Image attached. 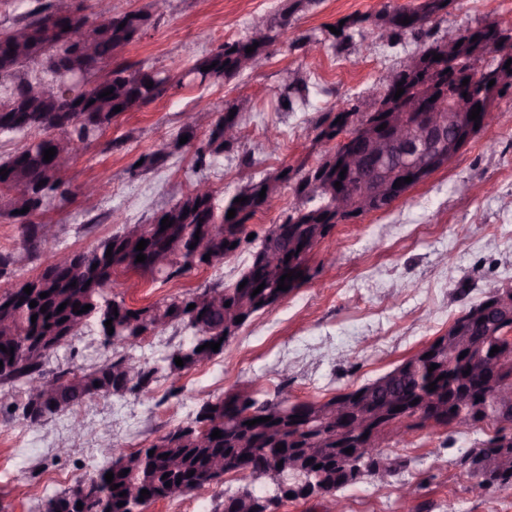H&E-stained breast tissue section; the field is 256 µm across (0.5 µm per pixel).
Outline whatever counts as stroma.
I'll return each mask as SVG.
<instances>
[{
	"instance_id": "stroma-1",
	"label": "stroma",
	"mask_w": 512,
	"mask_h": 512,
	"mask_svg": "<svg viewBox=\"0 0 512 512\" xmlns=\"http://www.w3.org/2000/svg\"><path fill=\"white\" fill-rule=\"evenodd\" d=\"M287 0H109L112 12L146 10L153 22L128 46L122 62L181 73L224 42L247 35ZM418 0H317L298 11L281 32L271 57L237 79L171 86L137 112L117 118L82 149L69 174V201L51 206L42 219L57 238L1 278L19 283L38 274L58 250L88 249L127 224H147L196 182H207L224 200L274 169L316 166L335 149L319 139L326 113L373 111L382 96L380 77L425 44L388 43L371 21L383 9L411 7ZM349 16L363 17L351 42L329 28ZM512 26V0H453L429 23L432 38L448 29ZM322 44L307 55L302 38ZM287 82L304 86L294 111L279 107ZM250 100L233 149L212 165L197 167L194 144L174 140L192 112H221L239 98ZM502 116L479 133L447 166L411 189L390 209L337 225L309 264L311 277L279 305L258 313L225 345L223 353L176 379H159L152 398L131 394L95 396L72 411L36 426L0 420V512H44L46 501L75 481L109 465L97 445L109 439L129 451L149 445L193 418L207 400L247 387L260 397L284 394L290 401H323L391 370L435 337L489 286L512 288V90L495 101ZM279 134L270 152L266 133ZM172 144L166 161L150 169L139 157ZM107 192L85 202L81 187ZM251 245L211 266L167 280L116 273L111 292L133 308L154 306L217 281L236 279L249 264ZM190 330L172 323L145 338L136 358L154 361L188 341ZM124 348H103L97 329L84 330L52 353V374L120 357ZM289 378H281L282 366ZM492 428L421 426L403 438L387 437L385 452L407 459V468L380 482L365 478L342 490L348 512H512V490L478 488L458 466L461 452L492 435ZM230 473L184 499L158 500L142 512H212L224 496L246 486Z\"/></svg>"
}]
</instances>
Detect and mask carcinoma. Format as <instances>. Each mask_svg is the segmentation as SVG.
I'll return each instance as SVG.
<instances>
[{
    "instance_id": "obj_1",
    "label": "carcinoma",
    "mask_w": 512,
    "mask_h": 512,
    "mask_svg": "<svg viewBox=\"0 0 512 512\" xmlns=\"http://www.w3.org/2000/svg\"><path fill=\"white\" fill-rule=\"evenodd\" d=\"M16 9H23L21 20L13 21L0 29V136L17 139L21 145L13 153L0 161V170L8 171L6 178H0V217H4L21 227L23 251L0 253V271L20 263L24 253H29L37 244L45 242L40 235L43 222L39 217L46 204L54 197L64 195L61 188L66 180L57 176L53 162L44 161V150L61 145L69 152L79 149L96 140L112 121L125 112L134 111V106L148 105L162 97L174 78L167 69L145 70L117 65L106 75L99 72L112 60L118 58L123 48L133 44L150 23L151 14L143 11L128 12L105 18L97 25L89 24L88 17L82 14L70 21H51L59 0L42 3L41 0H8ZM452 0H420L413 8L383 9L374 19L379 26L390 21L389 43L396 44L404 37L426 35L427 24L431 19L448 11ZM314 3V0H296L265 23L258 25L243 38L226 41L216 51L200 60L193 68L180 74L178 83L185 79L201 83L210 80L231 81L245 73L239 61L252 54L267 60L270 47L276 42L280 31L288 28L298 5ZM411 19L404 25L403 18ZM124 27H119V24ZM70 30H64V27ZM78 33L93 42V53L89 57L77 53L72 35ZM22 35L29 50L18 55L12 51L16 35ZM468 40L477 38L484 44L496 42L498 33L490 27L470 28L458 32ZM255 47L248 54L246 48ZM448 70L447 91L456 88L457 72L467 70L470 65L464 61L442 58L436 62ZM210 70L203 72L201 68ZM417 76L408 81L404 71L392 69L382 78L383 94L394 95L397 84L407 90L420 82ZM153 87H146V82ZM44 83H57L66 87L68 95L58 97H35L33 89ZM106 89L113 90L107 97H99ZM301 89L297 84H285L280 103H288L286 111L292 112L301 99ZM121 111L113 112L114 107ZM249 106V99L242 98L215 115L208 123L206 140L196 149V162L202 166L232 149L224 144V124L241 123V114ZM234 118H229L231 111ZM358 116L356 109L343 110L338 114L327 113L321 123L319 137L327 140L336 138L341 132L337 118ZM46 184L39 185L40 181ZM294 183V192L304 200L302 206L288 214L284 223L300 220L308 209V203L316 201L314 207L326 206L329 200L312 183L310 171L284 166L274 170V176L251 181L235 194L224 200L196 204L188 194L183 195L173 205L162 211V216H154L149 224H127L122 231L101 240L87 250L69 251L70 260L64 268L55 272L44 268L39 274L17 284L12 291L16 309L9 315L0 310V384L19 382L25 387L24 399L0 403V411L12 418L29 422L22 410L32 404L31 388L36 378L45 375L44 365L47 356L75 339L84 328L97 327L103 343L127 347L126 337L138 331L148 336L165 325L182 323L192 330L187 344L163 356L155 362H142V370L135 378L127 377L126 357L116 360L106 359L88 369L62 371L54 375L62 388L61 401L55 410L48 414L53 417L81 405L92 395L123 396L127 393L148 395L153 384L160 377L176 378L183 372L200 367L211 361L217 353L210 348L198 350L206 342L219 340L228 342L225 335V321L240 330L261 311L273 308L286 299L290 292L299 288L310 278L309 258L294 253L285 263V273H302L303 278L285 281L289 290L278 289V280L270 276L267 268L253 259L243 272L232 282H218L205 288L174 296L160 305L133 309L125 300L106 293L117 272L158 273L168 279L181 276L186 271L205 264L210 266L236 253L248 241L250 222L267 210L260 199L262 188L278 194L285 183ZM244 197L246 201L235 202ZM29 207L25 220L19 221L16 210ZM236 210L235 217L227 218L228 210ZM169 217L172 226L167 234L156 232L161 225V217ZM208 234L210 258L196 261L190 253L183 251L189 239L196 232ZM145 239L148 246L172 254L165 267H154L150 263L136 262L137 241ZM113 246L112 257H107L108 246ZM39 287L26 294L24 288L33 282ZM76 286H71V283ZM245 286H240V283ZM264 285L260 293L254 289ZM47 292L49 296L40 297ZM212 299L208 311L188 309L199 298ZM37 306L30 307L31 301ZM230 305H225V302ZM80 306L91 305V309L76 313L74 303ZM63 310H58L61 304ZM46 312H40L41 307ZM118 314H113V311ZM36 322H31L32 316ZM244 320L236 322V317ZM112 320L113 334H108L104 325ZM490 346L500 347L502 378L512 379V321L502 324L489 337ZM14 352H8V348ZM181 358L184 366L174 362ZM436 364L438 368L428 371ZM471 361L448 351V336L436 337L403 360L392 370L348 392L339 393L325 401L290 403L285 398L259 400L255 392L239 389L216 400L203 402L195 417L178 425L159 437L146 448L133 453H119L112 463L76 481L63 492L49 499L56 504L51 512H142V508L156 500L175 499L165 487L169 480L184 485L188 492L202 488L206 484L223 479L228 473H238L250 480V485L228 495L214 512H262L259 495L253 485L268 488V495L277 497L281 485L292 481L310 489L307 494L292 496L294 500H311L334 496L336 492L360 482L366 477L385 481L406 467V461L396 456L382 455L386 462L384 473H379L370 459L358 454L342 461L343 467H336V433L322 424L320 415L338 402L349 401V412L353 416L368 411H380L387 418L396 417L392 409L397 401L405 406L414 399L436 402V407L427 413L436 427L472 425L482 429L495 426V433L506 430L512 432V404L502 405L495 389L486 387L465 376ZM100 382L95 386L94 382ZM436 383L431 391L428 385ZM366 395L360 399L355 395L360 391ZM300 420H295V417ZM268 417L270 421L247 426L245 422ZM222 431V437L211 438L212 431ZM283 445L282 451L276 446ZM154 454H149V451ZM501 449L496 447V439L488 438L460 455L458 466L475 481L479 488L512 490V479L497 480L492 476L489 464L497 460ZM167 458H162L163 454ZM248 458H243V455ZM128 470L126 475L121 471ZM113 472V483L106 482L107 472ZM193 476H188V472ZM167 479H162V476ZM119 488H114V485ZM146 489L150 495L140 498L132 493L131 487ZM126 495H121V492ZM82 510H77V503ZM123 506H117V503Z\"/></svg>"
}]
</instances>
